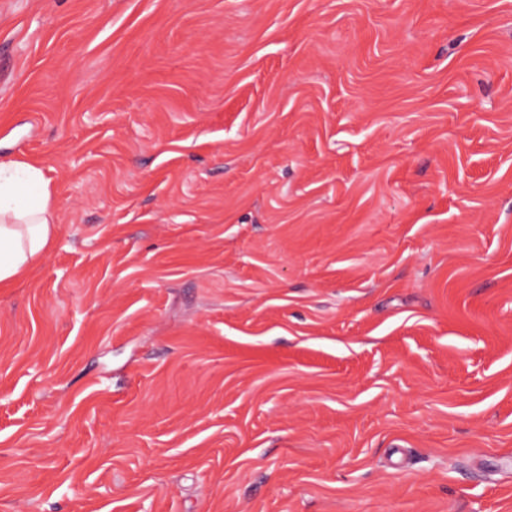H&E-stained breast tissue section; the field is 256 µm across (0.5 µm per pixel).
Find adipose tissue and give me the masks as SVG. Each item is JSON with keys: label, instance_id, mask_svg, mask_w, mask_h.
<instances>
[{"label": "adipose tissue", "instance_id": "adipose-tissue-1", "mask_svg": "<svg viewBox=\"0 0 512 512\" xmlns=\"http://www.w3.org/2000/svg\"><path fill=\"white\" fill-rule=\"evenodd\" d=\"M51 182L42 169L21 161L0 162V285L38 264L57 234Z\"/></svg>", "mask_w": 512, "mask_h": 512}]
</instances>
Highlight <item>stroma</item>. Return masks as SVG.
Here are the masks:
<instances>
[{
	"label": "stroma",
	"instance_id": "35a3bbf8",
	"mask_svg": "<svg viewBox=\"0 0 512 512\" xmlns=\"http://www.w3.org/2000/svg\"><path fill=\"white\" fill-rule=\"evenodd\" d=\"M0 512H512V0H0ZM50 179L21 161L0 162V285L38 264L57 234Z\"/></svg>",
	"mask_w": 512,
	"mask_h": 512
}]
</instances>
